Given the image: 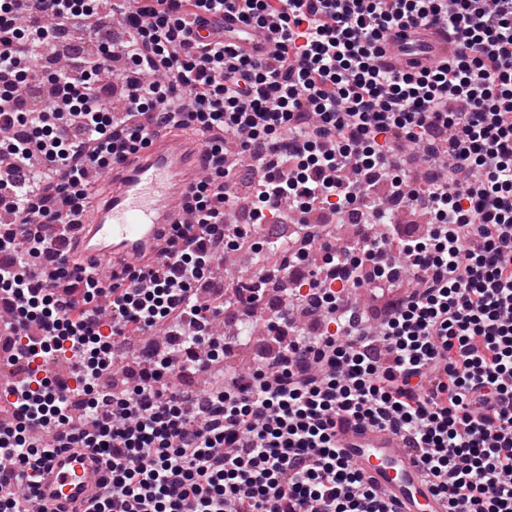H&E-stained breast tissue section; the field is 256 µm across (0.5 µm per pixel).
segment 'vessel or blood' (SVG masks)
I'll return each mask as SVG.
<instances>
[{
	"mask_svg": "<svg viewBox=\"0 0 512 512\" xmlns=\"http://www.w3.org/2000/svg\"><path fill=\"white\" fill-rule=\"evenodd\" d=\"M405 38L395 37L386 58L396 69L409 66ZM454 39L435 36L422 62L454 56ZM201 138H155L137 155L119 161L97 176L100 194L79 222V255L86 268L97 271L99 262L121 260L133 266L156 263L165 246L164 230L185 221L180 203L200 174ZM338 443L371 483L400 512H445L420 478V465L404 441L391 432L350 427L338 434ZM39 499L63 508L81 502L100 474L75 451L52 452L41 463Z\"/></svg>",
	"mask_w": 512,
	"mask_h": 512,
	"instance_id": "b4317fda",
	"label": "vessel or blood"
}]
</instances>
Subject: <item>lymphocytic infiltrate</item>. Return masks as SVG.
I'll return each instance as SVG.
<instances>
[{"mask_svg":"<svg viewBox=\"0 0 512 512\" xmlns=\"http://www.w3.org/2000/svg\"><path fill=\"white\" fill-rule=\"evenodd\" d=\"M85 19L93 50L35 71L56 30ZM404 30L459 51L392 69L383 46ZM172 132L201 135L206 165L159 265L99 280L68 264L88 170ZM231 138L252 174L243 196ZM405 152L432 178L412 185ZM379 177L429 215L426 234L390 224L325 249L288 300H318L327 332L276 314L290 339L252 372L225 368L201 397L168 390L167 375L219 360V310L198 294L244 221L292 224L300 259L330 238L310 213L384 218ZM0 207L19 217L0 224L14 368L62 340L77 375L103 384L79 420L56 378L15 390L0 512H56L34 488L59 448L105 470L72 512H396L338 448L349 423L401 435L446 512H512V0H0ZM362 286L385 301L377 321L352 298ZM154 328L165 355L111 386L115 339Z\"/></svg>","mask_w":512,"mask_h":512,"instance_id":"obj_1","label":"lymphocytic infiltrate"}]
</instances>
